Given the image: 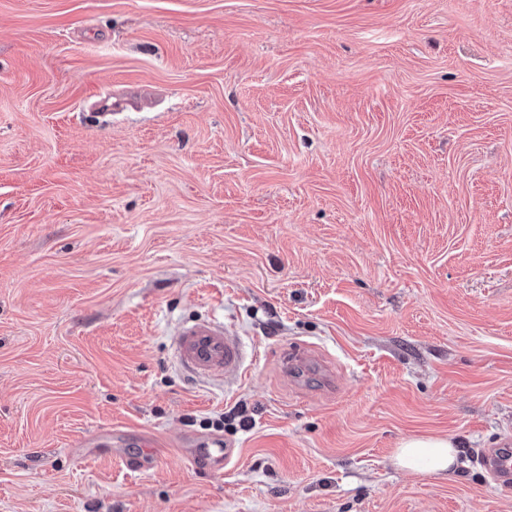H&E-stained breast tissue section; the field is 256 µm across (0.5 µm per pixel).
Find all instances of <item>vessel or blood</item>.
<instances>
[{
  "label": "vessel or blood",
  "mask_w": 512,
  "mask_h": 512,
  "mask_svg": "<svg viewBox=\"0 0 512 512\" xmlns=\"http://www.w3.org/2000/svg\"><path fill=\"white\" fill-rule=\"evenodd\" d=\"M175 356L195 377H239L246 369L238 338L231 336L223 325L208 319L182 326ZM183 451L191 461L210 467L225 466L238 454L237 448L219 437L207 439L201 447L194 440H185ZM483 465L494 481L505 485L512 483V448L490 449L483 458Z\"/></svg>",
  "instance_id": "b4317fda"
}]
</instances>
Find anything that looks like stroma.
Masks as SVG:
<instances>
[{
	"instance_id": "1",
	"label": "stroma",
	"mask_w": 512,
	"mask_h": 512,
	"mask_svg": "<svg viewBox=\"0 0 512 512\" xmlns=\"http://www.w3.org/2000/svg\"><path fill=\"white\" fill-rule=\"evenodd\" d=\"M506 440L512 0H0V512H512ZM175 356L195 377H241L247 368L238 338L231 336L223 325L208 319L182 326ZM204 444L205 447H197ZM184 454L193 462L204 463L209 467H223L230 463L238 454V448L224 443L219 437H212L203 442H195L189 438L184 441ZM457 445L444 437H409L394 453V463L402 469L429 474L445 473L454 465ZM483 465L491 478L505 485L512 483V448H492L483 458Z\"/></svg>"
}]
</instances>
